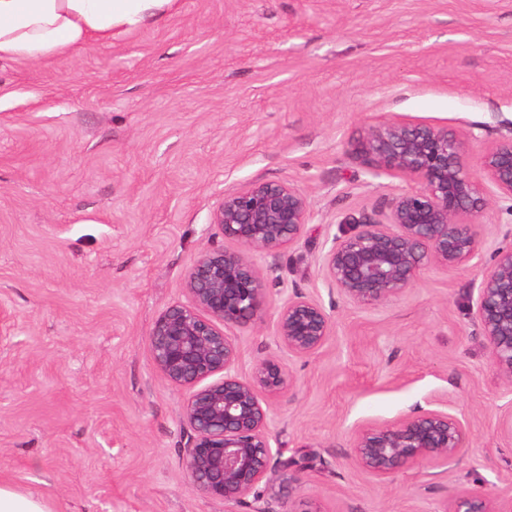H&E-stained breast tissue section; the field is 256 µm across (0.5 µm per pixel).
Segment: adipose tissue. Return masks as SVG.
Returning <instances> with one entry per match:
<instances>
[{
  "label": "adipose tissue",
  "mask_w": 512,
  "mask_h": 512,
  "mask_svg": "<svg viewBox=\"0 0 512 512\" xmlns=\"http://www.w3.org/2000/svg\"><path fill=\"white\" fill-rule=\"evenodd\" d=\"M179 0H0V60H46L108 43L176 11Z\"/></svg>",
  "instance_id": "obj_1"
}]
</instances>
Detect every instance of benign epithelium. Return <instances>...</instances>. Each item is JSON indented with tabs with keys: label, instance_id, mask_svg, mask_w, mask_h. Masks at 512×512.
Segmentation results:
<instances>
[{
	"label": "benign epithelium",
	"instance_id": "obj_1",
	"mask_svg": "<svg viewBox=\"0 0 512 512\" xmlns=\"http://www.w3.org/2000/svg\"><path fill=\"white\" fill-rule=\"evenodd\" d=\"M476 136L395 117L365 124L350 142L352 155L374 177L413 181L379 214L343 220L321 257L329 290L343 300L375 307L401 298L432 267L467 265L484 247L475 218L495 196L512 202V135L487 147L477 167L469 162ZM308 198L296 185L259 181L224 193L210 224L226 245L200 253L188 270V302L168 307L148 336L153 364L169 384L187 391L184 421L190 430L185 465L206 497L237 503L260 485L270 489L273 467L300 466L273 449L272 412L266 397L291 386L283 363L258 361L248 377L237 373L238 341L230 334L263 319L270 294L261 261L273 260L302 238ZM479 330L495 371L512 379V231L492 250L477 298ZM277 337L289 354L319 351L331 321L318 301L295 291L277 309ZM459 418L439 410L412 411L352 436L356 462L386 478L421 463L449 461L467 445ZM452 512H497L490 499L460 492Z\"/></svg>",
	"mask_w": 512,
	"mask_h": 512
}]
</instances>
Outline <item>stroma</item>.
<instances>
[{"instance_id": "stroma-1", "label": "stroma", "mask_w": 512, "mask_h": 512, "mask_svg": "<svg viewBox=\"0 0 512 512\" xmlns=\"http://www.w3.org/2000/svg\"><path fill=\"white\" fill-rule=\"evenodd\" d=\"M473 132L469 160L512 131V0H180L107 46L0 60V482L55 512H449L462 490L512 512V383L476 320L506 203L477 221L481 254L432 268L403 297L358 307L332 294L321 256L351 215L409 180L369 177L349 142L377 118ZM290 182L311 220L269 273L270 308L235 329L249 376L276 357L294 386L270 398L285 457L278 495L224 505L185 467L186 393L155 369L154 320L186 302L198 254L223 246L225 191ZM299 291L332 329L293 357L275 304ZM441 410L464 453L379 478L351 458L366 424Z\"/></svg>"}]
</instances>
